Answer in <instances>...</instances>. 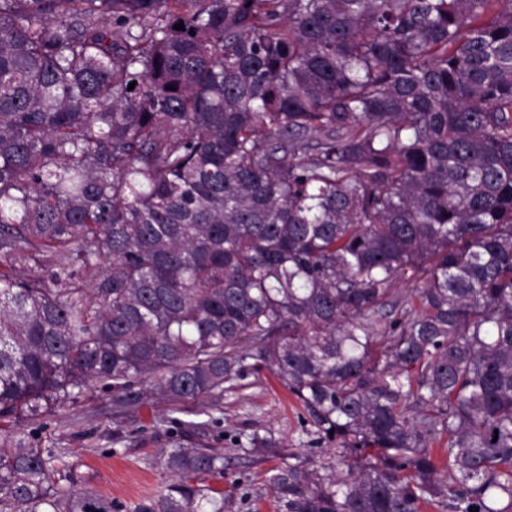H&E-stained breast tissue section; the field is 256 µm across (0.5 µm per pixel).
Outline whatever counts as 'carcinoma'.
I'll return each instance as SVG.
<instances>
[{"mask_svg":"<svg viewBox=\"0 0 512 512\" xmlns=\"http://www.w3.org/2000/svg\"><path fill=\"white\" fill-rule=\"evenodd\" d=\"M252 360L338 444L283 512H512V0H0V425ZM55 461L1 445L0 512H117Z\"/></svg>","mask_w":512,"mask_h":512,"instance_id":"cac0c4a2","label":"carcinoma"}]
</instances>
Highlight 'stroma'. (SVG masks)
Here are the masks:
<instances>
[{
  "instance_id": "stroma-1",
  "label": "stroma",
  "mask_w": 512,
  "mask_h": 512,
  "mask_svg": "<svg viewBox=\"0 0 512 512\" xmlns=\"http://www.w3.org/2000/svg\"><path fill=\"white\" fill-rule=\"evenodd\" d=\"M16 440L51 449L70 472L76 488H92L112 498L120 512L164 492L170 478L163 452L207 448L224 457L220 471L196 483L222 492L223 507L205 512H278L266 478L270 469L303 457L318 466L329 461L327 441L279 379L266 367L248 371L221 405L208 413L193 407L161 413L152 406L116 414L111 393L93 387L74 403L21 419L7 429ZM267 441L253 451L254 437Z\"/></svg>"
}]
</instances>
